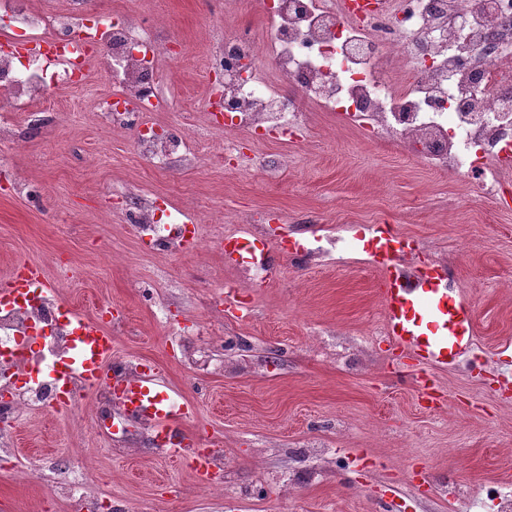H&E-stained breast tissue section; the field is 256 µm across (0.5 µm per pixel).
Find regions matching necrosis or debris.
Returning <instances> with one entry per match:
<instances>
[{
    "mask_svg": "<svg viewBox=\"0 0 512 512\" xmlns=\"http://www.w3.org/2000/svg\"><path fill=\"white\" fill-rule=\"evenodd\" d=\"M266 37L247 27L225 39L209 64L222 74L215 95L227 126L278 132L290 142L306 128L295 101L281 98L276 78L305 100L336 113L373 140L403 136L418 156L456 176L470 193L494 196L495 166L512 153V0H390L383 12L358 15L345 0H265ZM0 141L16 140L17 118L45 127L39 105L52 91L87 83L91 54L103 49L116 90L94 108L117 127H137L141 153L163 166L190 155L204 137L170 130L156 135L160 62L168 51L134 17L91 15L84 0L51 13L28 0H0ZM251 67L238 72L241 59ZM272 60L266 71L263 60ZM124 216L136 237L178 253L172 234L184 215L152 198H129ZM73 332L54 299L0 305V454L10 455L20 413H57L60 389L51 369L74 353Z\"/></svg>",
    "mask_w": 512,
    "mask_h": 512,
    "instance_id": "necrosis-or-debris-1",
    "label": "necrosis or debris"
}]
</instances>
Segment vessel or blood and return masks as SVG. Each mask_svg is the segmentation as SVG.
I'll list each match as a JSON object with an SVG mask.
<instances>
[{
	"mask_svg": "<svg viewBox=\"0 0 512 512\" xmlns=\"http://www.w3.org/2000/svg\"><path fill=\"white\" fill-rule=\"evenodd\" d=\"M280 231L276 225L268 234L248 236L231 252L247 263H266ZM361 245L378 272L377 292L387 341L428 373L472 364L476 358L473 311L453 271L441 262L416 260L418 246L414 240L387 226L374 228L370 236L362 238ZM36 285L46 295L57 294L42 267L16 263L0 286V304L26 301ZM60 312L76 325L78 353L57 366L59 383L77 375L88 386L110 387L124 410L155 422L159 440L176 460L188 461L199 483L210 482L217 474L216 454L195 449L185 436L183 423L192 415L193 407L172 405L164 390L161 367L147 362L139 376L118 377L110 369L114 342L111 321L100 316L86 318L65 306Z\"/></svg>",
	"mask_w": 512,
	"mask_h": 512,
	"instance_id": "b4317fda",
	"label": "vessel or blood"
}]
</instances>
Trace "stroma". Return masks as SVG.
Instances as JSON below:
<instances>
[{
	"label": "stroma",
	"mask_w": 512,
	"mask_h": 512,
	"mask_svg": "<svg viewBox=\"0 0 512 512\" xmlns=\"http://www.w3.org/2000/svg\"><path fill=\"white\" fill-rule=\"evenodd\" d=\"M86 2L94 15L147 18L163 46L186 48L189 62L163 75L157 129L203 133L207 154L160 171L136 130L103 123L93 101L114 88L98 57L87 86L47 98L50 131L0 142V278L36 263L72 309L118 313L113 357L163 367L170 394L195 408L186 433L222 451L224 482L202 488L159 449H114L96 431L91 393L75 412L18 419L11 461L0 463V512H81L79 500L50 494L71 467L87 470V495L111 493L122 512H470L512 489V166L502 193L473 196L408 143L338 130L285 80L280 92L306 115L302 141L238 131L225 161L224 120L204 108L208 64L238 27L266 35L263 0ZM21 177L38 206L13 195ZM128 192L173 202L206 225L208 244L150 250L123 219ZM244 220L312 247L334 240L335 258L300 265L281 253L277 275L253 284L224 254L225 229ZM378 224L447 264L474 307L483 360L434 373L429 404L418 371L384 338L378 273L358 243ZM316 442L325 453H311ZM34 464L35 477L16 476Z\"/></svg>",
	"instance_id": "obj_1"
}]
</instances>
